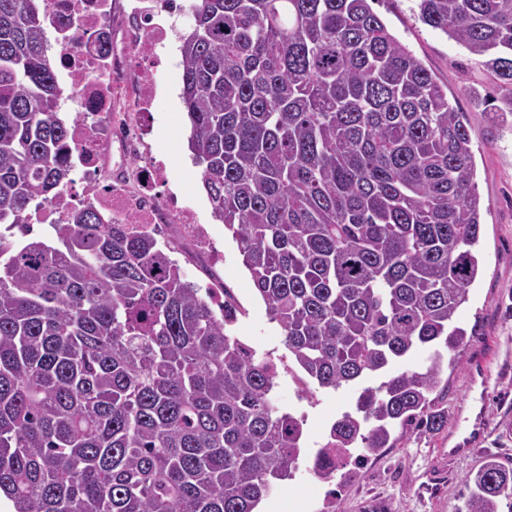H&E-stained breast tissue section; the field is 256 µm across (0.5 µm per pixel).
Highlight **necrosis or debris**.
Returning <instances> with one entry per match:
<instances>
[{
    "label": "necrosis or debris",
    "mask_w": 512,
    "mask_h": 512,
    "mask_svg": "<svg viewBox=\"0 0 512 512\" xmlns=\"http://www.w3.org/2000/svg\"><path fill=\"white\" fill-rule=\"evenodd\" d=\"M177 0H44V21L64 48L60 78L78 119L70 128L68 162L82 183L84 204L109 222L149 234L179 231L197 251L207 225L167 182L142 121L157 95L160 47L170 41Z\"/></svg>",
    "instance_id": "4bbe7bcc"
}]
</instances>
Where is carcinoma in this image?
<instances>
[{"label": "carcinoma", "instance_id": "1", "mask_svg": "<svg viewBox=\"0 0 512 512\" xmlns=\"http://www.w3.org/2000/svg\"><path fill=\"white\" fill-rule=\"evenodd\" d=\"M482 58L512 115V0H418ZM180 35L189 149L216 218L296 364L360 387L310 472L435 432L442 350L480 274L465 113L369 0H192ZM58 57L39 0H0V492L13 512H256L292 479L302 420L273 362L232 335L229 291L185 280L171 242L89 207L50 239L73 183ZM430 347L420 369L393 367ZM466 512H512V463L465 477ZM70 189L53 197L39 214L41 222L49 220L50 224H68L71 211L77 206Z\"/></svg>", "mask_w": 512, "mask_h": 512}]
</instances>
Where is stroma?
<instances>
[{"mask_svg":"<svg viewBox=\"0 0 512 512\" xmlns=\"http://www.w3.org/2000/svg\"><path fill=\"white\" fill-rule=\"evenodd\" d=\"M372 8L447 91L450 106L469 120L484 226L476 246L482 271L461 319L476 326L478 335L459 353L443 358L438 406L447 412L448 424L442 431L397 428L394 447L337 471L328 483L314 477L309 466L332 423L353 408L358 392L352 387L318 388L289 359L282 331L269 319L236 242L212 216L200 169L188 149L181 71L164 68L158 73L161 97L153 114V153L168 164L172 189L199 210L223 252L216 264L194 254L180 255L178 261L188 280L229 289L240 309L233 335L251 346L257 358L277 364L274 400L280 410L303 420V452L295 477L262 501V512H359L361 502L370 498L385 499L390 512H463L466 475L488 455L512 462V121L493 116L499 90L479 57L421 23L414 15L415 0H374ZM480 359L486 362L482 375L473 371ZM478 419L484 424L482 439L471 454L456 455L455 447Z\"/></svg>","mask_w":512,"mask_h":512,"instance_id":"obj_1","label":"stroma"}]
</instances>
